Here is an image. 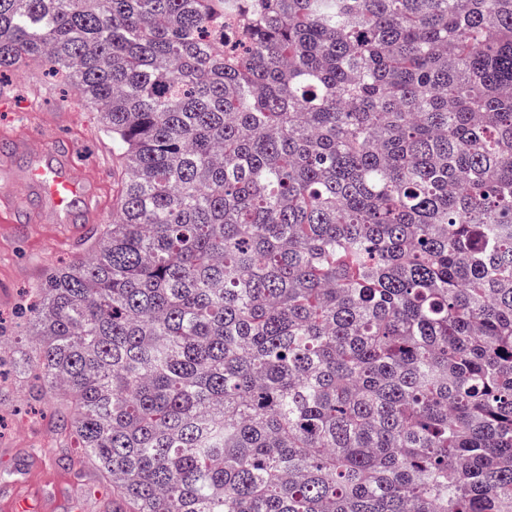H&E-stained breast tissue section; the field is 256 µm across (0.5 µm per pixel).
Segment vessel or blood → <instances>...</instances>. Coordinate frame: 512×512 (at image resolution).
<instances>
[{
  "label": "vessel or blood",
  "mask_w": 512,
  "mask_h": 512,
  "mask_svg": "<svg viewBox=\"0 0 512 512\" xmlns=\"http://www.w3.org/2000/svg\"><path fill=\"white\" fill-rule=\"evenodd\" d=\"M14 152L33 156L34 162L26 174L28 191L39 194L46 205L43 221L60 224L70 220L75 208L91 201L97 193L85 169L73 164L69 154H56L49 163L36 160L37 153L32 138L18 135L12 140ZM56 512L57 502L40 490L32 472H23L21 477L5 491L0 492V512Z\"/></svg>",
  "instance_id": "obj_1"
}]
</instances>
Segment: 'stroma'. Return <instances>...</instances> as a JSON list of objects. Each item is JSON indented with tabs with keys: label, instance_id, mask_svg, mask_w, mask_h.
I'll return each mask as SVG.
<instances>
[{
	"label": "stroma",
	"instance_id": "obj_1",
	"mask_svg": "<svg viewBox=\"0 0 512 512\" xmlns=\"http://www.w3.org/2000/svg\"><path fill=\"white\" fill-rule=\"evenodd\" d=\"M52 120L57 123L58 146L73 143L75 162L97 182V223L106 224L117 206L118 159L95 109L78 91L46 79L37 64L10 74L0 84V155H11L10 136L26 133L41 140L44 125ZM19 198L21 205L12 223L0 222V334L11 337L18 347L25 343L17 334L20 307L48 270L83 257L74 239L76 234H88L93 226L83 221L37 223L42 199L24 191ZM28 384L23 373L0 377V486L9 484L19 469L42 464L51 474L61 470L47 455L54 416L49 407L27 403ZM108 494L106 487L91 486L79 475H72L56 491L58 512H103Z\"/></svg>",
	"mask_w": 512,
	"mask_h": 512
}]
</instances>
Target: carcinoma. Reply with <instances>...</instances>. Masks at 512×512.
Returning a JSON list of instances; mask_svg holds the SVG:
<instances>
[{
	"label": "carcinoma",
	"instance_id": "cac0c4a2",
	"mask_svg": "<svg viewBox=\"0 0 512 512\" xmlns=\"http://www.w3.org/2000/svg\"><path fill=\"white\" fill-rule=\"evenodd\" d=\"M117 211L22 313L113 512H512V0H0Z\"/></svg>",
	"mask_w": 512,
	"mask_h": 512
}]
</instances>
